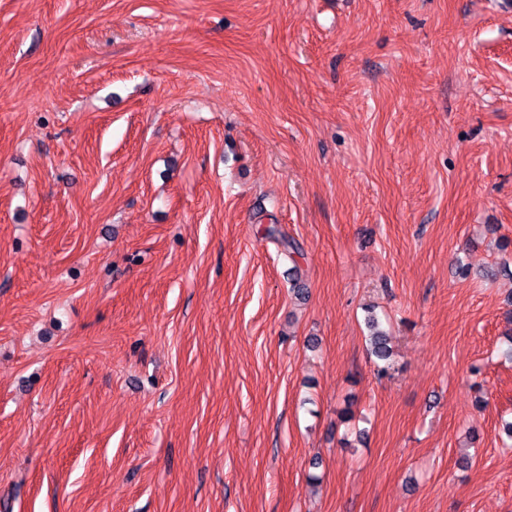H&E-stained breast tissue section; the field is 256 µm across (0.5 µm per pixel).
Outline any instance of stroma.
Returning <instances> with one entry per match:
<instances>
[{"label": "stroma", "mask_w": 512, "mask_h": 512, "mask_svg": "<svg viewBox=\"0 0 512 512\" xmlns=\"http://www.w3.org/2000/svg\"><path fill=\"white\" fill-rule=\"evenodd\" d=\"M505 261L512 0H0V512H512ZM367 326L370 330L368 336L370 354L380 361H387L391 354L389 339L386 333L380 329L379 320L375 316H369Z\"/></svg>", "instance_id": "35a3bbf8"}]
</instances>
